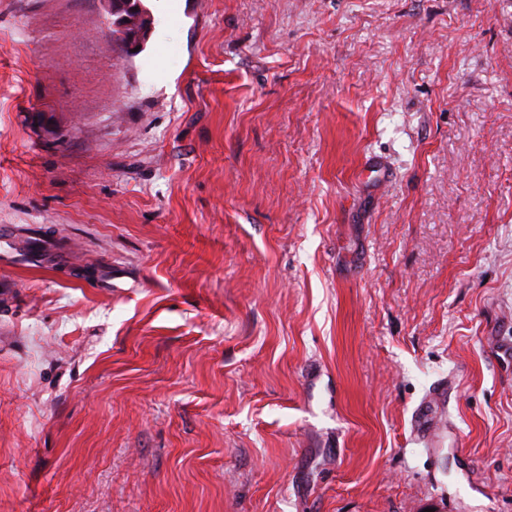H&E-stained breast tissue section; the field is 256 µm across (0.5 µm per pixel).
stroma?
Masks as SVG:
<instances>
[{
  "label": "stroma",
  "instance_id": "1",
  "mask_svg": "<svg viewBox=\"0 0 512 512\" xmlns=\"http://www.w3.org/2000/svg\"><path fill=\"white\" fill-rule=\"evenodd\" d=\"M142 3L0 0V512H512V0ZM130 1H132L131 6L127 3ZM113 2V8L115 6L116 8L112 16L116 18L112 21V25H126L124 28L125 38L122 37L120 39L126 42V38H136L141 33L144 35L145 30L150 24V18L141 0H114ZM124 19H127V22H124Z\"/></svg>",
  "mask_w": 512,
  "mask_h": 512
}]
</instances>
